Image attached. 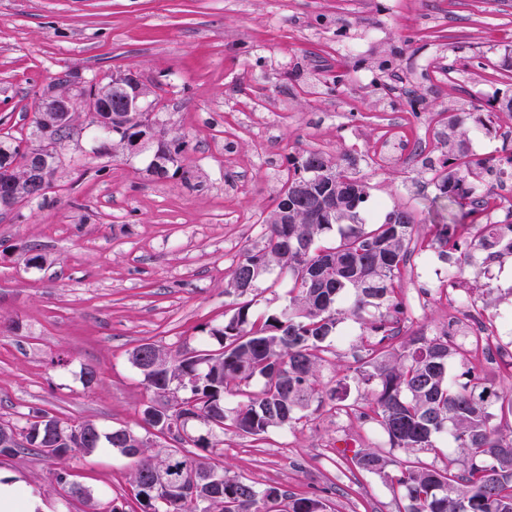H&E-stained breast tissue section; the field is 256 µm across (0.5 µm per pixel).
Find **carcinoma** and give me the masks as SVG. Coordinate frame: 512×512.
<instances>
[{"label":"carcinoma","mask_w":512,"mask_h":512,"mask_svg":"<svg viewBox=\"0 0 512 512\" xmlns=\"http://www.w3.org/2000/svg\"><path fill=\"white\" fill-rule=\"evenodd\" d=\"M124 92L96 99L100 111L120 112ZM52 106L44 100L33 120L32 135L39 140L61 141L72 137L75 127L46 130L41 111ZM120 137L158 140L148 171L167 175V155L181 156L184 143L165 140L159 131L130 124ZM27 146L12 135L0 138V168L17 164L13 177L27 180L23 168ZM331 164L320 151L309 150L288 174L270 215L263 219V245L248 250L232 269L225 290L239 298L251 295L274 267L288 275L284 304L273 312L253 309L256 299L232 309L224 324L210 329L220 345L217 353L173 354L153 343L133 350L131 363L144 377L148 389L166 400L164 413L147 405L142 415L146 425L166 432L183 443L181 431L191 422L206 429L193 440L196 448L214 450L223 444L217 434L226 429L260 440L272 429L292 428L317 404L329 403L337 412L377 424L389 446L407 454L431 452L439 436L448 435L463 455L462 468L453 460L442 469L418 465L408 459L390 458L369 446L346 459L355 469L390 480L404 501L403 512H512V430L505 433L493 424L500 416L512 418V392L499 391L477 378L453 383L448 377L450 360L462 353L455 336L443 332L400 335L407 305L400 295L402 270L414 239L416 217L406 208L389 210L381 222L362 217L370 193L352 197L349 221L329 223L315 215L314 206L336 196V186L353 191L356 177L336 170V181L312 185L306 195L293 186L308 177L314 166ZM472 162L460 150L451 152L437 171L439 197L482 212V199L474 184ZM488 256L512 254V236L494 224H461L455 218L435 225V233L423 249H435L443 261L461 266L470 260V249ZM378 314L363 317L369 309ZM363 320L360 346L366 360L358 368L359 380L372 386L373 398L366 405L347 402V384L324 397L318 389L320 368L328 353L326 341L346 319ZM261 383L252 392L253 381ZM247 396L246 402L229 410V396ZM26 441L21 448H2L0 454L37 453L64 459L75 453L92 454L104 447L117 449L136 459L132 478L141 512H327L317 496L289 495L277 486L258 488L254 482L216 465L197 460L188 450H169L162 458L148 454L149 442L125 428L102 431L87 441L69 431V425L54 416L35 412L16 421L0 422ZM163 469L171 476L173 489L154 492L150 474ZM190 471L216 474L221 482L202 484L196 490V506L190 508L181 489Z\"/></svg>","instance_id":"carcinoma-1"}]
</instances>
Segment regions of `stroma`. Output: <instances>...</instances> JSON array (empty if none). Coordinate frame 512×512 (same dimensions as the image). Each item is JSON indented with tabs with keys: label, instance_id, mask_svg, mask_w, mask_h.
<instances>
[{
	"label": "stroma",
	"instance_id": "1",
	"mask_svg": "<svg viewBox=\"0 0 512 512\" xmlns=\"http://www.w3.org/2000/svg\"><path fill=\"white\" fill-rule=\"evenodd\" d=\"M116 70L152 86L157 129L187 144L182 169L148 172L152 142L99 151L76 135L57 144L62 166L44 197L0 210V420L43 411L145 434L152 393L132 351L217 349L206 330L236 302L225 283L261 246L262 221L305 151L368 182L371 221L413 211L421 239L442 221L432 169L448 157L449 122L468 159L512 155L501 138L512 127V0H0V134L29 135L65 72L96 82ZM400 286L404 333L448 328L455 305L436 254L412 253ZM468 287L498 328L496 351L512 353L499 326L512 312V257L476 256ZM361 332L352 319L338 326L321 373L326 391L348 380L353 402L371 397L352 381ZM465 371L512 389L503 359L455 357L450 375ZM363 446L388 448L376 424L323 405L259 441L225 432L207 460L322 496L328 512H401L388 480L343 464V450ZM61 470L137 512L132 465L115 449L0 456V481L45 512H87L56 482Z\"/></svg>",
	"mask_w": 512,
	"mask_h": 512
}]
</instances>
